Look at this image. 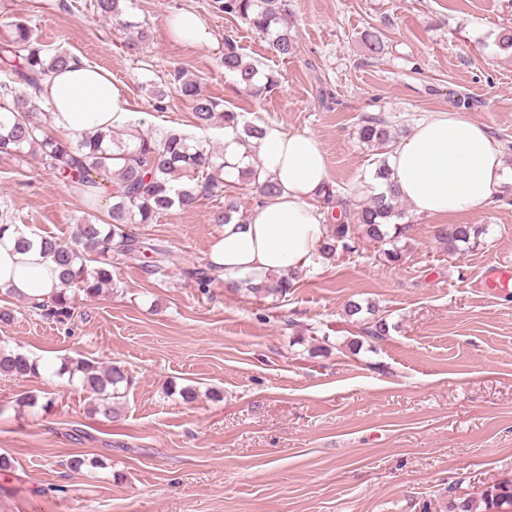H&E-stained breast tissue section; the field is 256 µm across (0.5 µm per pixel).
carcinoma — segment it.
Returning a JSON list of instances; mask_svg holds the SVG:
<instances>
[{"mask_svg":"<svg viewBox=\"0 0 512 512\" xmlns=\"http://www.w3.org/2000/svg\"><path fill=\"white\" fill-rule=\"evenodd\" d=\"M123 0H96V11L103 15H123ZM219 7L232 17L248 24L256 33L273 37V46L281 55L293 49L289 0H222ZM72 55L37 42L32 30L23 22L13 25L11 36L0 40V156L27 155L37 159L44 170L68 184L74 192L94 203L106 196L112 200L107 216L86 213L73 225L68 240L40 233L28 225L12 226L8 218L0 224V234L9 227L18 233L23 246L39 245L61 269L62 288L43 298H19L27 311L65 323L74 315L76 297L95 299L112 287V268L130 256L147 259L151 272L164 271L168 250L150 238H141L127 230L132 224H151L156 216L174 207L185 209L196 205L205 196L224 194V210L214 213L216 224H226L237 213V206L228 191L238 185H252L259 197L271 198L279 193L277 183L260 179L252 165L239 167L226 160L203 140L180 132H168L160 138L144 133L136 126L122 133L100 137L77 134L59 137L50 133L47 123L38 118L35 101L25 91L50 71L64 68ZM224 71L232 75L242 89L257 94L273 84L274 77L263 70L259 61L248 60L235 41L224 40ZM175 92L189 100L195 126L207 129L219 124L232 129L239 144L249 157L256 155L257 145L264 134L265 121H249L239 112L218 110L219 103L205 95L196 82L180 72L172 75ZM359 140L377 149H388L397 142L394 125L380 115H364L358 128ZM121 158L124 164L112 168V160ZM188 181H182V178ZM373 179L387 185V190L374 193L356 212L347 209L339 189L330 185L323 190L326 202L336 201L340 215L330 218V234L320 246L319 255L326 260L338 250L352 249L351 242L363 234L384 247L389 261L400 258L396 248L387 249L405 228L396 223L402 216L403 198L391 181L388 156L378 160ZM394 232H389V226ZM478 230L470 224H454L441 230V239L448 245V254L462 251V246L477 238ZM196 287L207 293L219 279L213 263L190 271ZM295 273L248 287V291L265 297L284 299L294 288ZM69 374L78 378L94 412L107 419L118 417L116 399L120 388L128 387L131 378L125 367L113 363L106 368L83 358H65L52 371L56 376ZM0 376L40 378L37 360L0 345ZM512 500L507 487H494L482 495L485 508L499 507Z\"/></svg>","mask_w":512,"mask_h":512,"instance_id":"obj_1","label":"carcinoma"}]
</instances>
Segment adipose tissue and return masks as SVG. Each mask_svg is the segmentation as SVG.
I'll return each mask as SVG.
<instances>
[{
  "label": "adipose tissue",
  "mask_w": 512,
  "mask_h": 512,
  "mask_svg": "<svg viewBox=\"0 0 512 512\" xmlns=\"http://www.w3.org/2000/svg\"><path fill=\"white\" fill-rule=\"evenodd\" d=\"M31 95L45 105L47 123L59 133L122 128L129 121L123 89L81 56L48 73ZM257 162L262 176L279 184L280 194L259 203L247 219L225 225L209 253L225 279L235 282L259 283L312 264L328 233L315 205L328 177L320 142L269 125ZM389 166L397 190L417 214L443 217L488 201L501 182L504 160L482 124L441 112L414 126L392 150ZM58 284L54 263L39 248L20 249L14 230L0 235V292L36 297Z\"/></svg>",
  "instance_id": "ef3b65f1"
}]
</instances>
